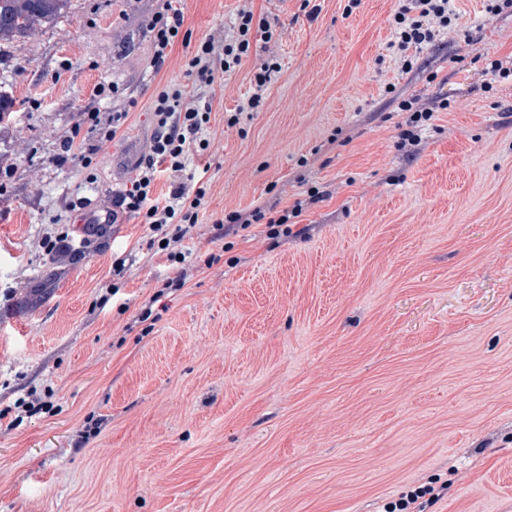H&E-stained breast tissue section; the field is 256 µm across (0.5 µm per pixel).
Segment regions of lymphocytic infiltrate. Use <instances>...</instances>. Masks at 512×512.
Listing matches in <instances>:
<instances>
[{
  "label": "lymphocytic infiltrate",
  "instance_id": "1",
  "mask_svg": "<svg viewBox=\"0 0 512 512\" xmlns=\"http://www.w3.org/2000/svg\"><path fill=\"white\" fill-rule=\"evenodd\" d=\"M459 14L451 0H404L392 16L397 48L404 69L413 66L411 54L435 41L442 31L456 27ZM181 0H160L156 10L143 21V28L153 48L152 72H159L185 26ZM281 36L277 16L255 14L250 4L237 11L230 37L201 41L185 61V73L190 82L184 86H169L161 90L151 103L153 130L145 149L132 168L131 177L122 189L113 191L112 203L102 215L93 216V223H117L119 216L134 214L141 217L151 232L149 248L164 253L171 265H181L186 254L179 245L197 224L201 212L209 203L208 182L188 174L186 162L190 155H203L213 149L206 131L212 119V103L203 94L205 87L216 79L233 74L246 59H253L252 91L235 112L229 113L228 125L239 123L240 113L259 111L266 100L272 76L279 66L269 50ZM129 117L128 112L102 116L98 110L81 109L69 135L59 141L55 157L58 165L90 164L104 144L120 135ZM167 177L170 191L167 196L153 194L156 181ZM303 210L302 202L283 210L276 217H267L258 207L248 214L232 212L216 220L217 238L239 234L251 225L263 222L269 238L288 236L289 221Z\"/></svg>",
  "mask_w": 512,
  "mask_h": 512
}]
</instances>
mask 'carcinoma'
Segmentation results:
<instances>
[{
	"label": "carcinoma",
	"instance_id": "obj_1",
	"mask_svg": "<svg viewBox=\"0 0 512 512\" xmlns=\"http://www.w3.org/2000/svg\"><path fill=\"white\" fill-rule=\"evenodd\" d=\"M71 0H0V45L31 38L67 16Z\"/></svg>",
	"mask_w": 512,
	"mask_h": 512
}]
</instances>
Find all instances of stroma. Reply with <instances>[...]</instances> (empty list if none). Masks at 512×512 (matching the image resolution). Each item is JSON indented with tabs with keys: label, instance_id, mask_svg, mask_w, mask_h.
I'll list each match as a JSON object with an SVG mask.
<instances>
[{
	"label": "stroma",
	"instance_id": "stroma-1",
	"mask_svg": "<svg viewBox=\"0 0 512 512\" xmlns=\"http://www.w3.org/2000/svg\"><path fill=\"white\" fill-rule=\"evenodd\" d=\"M303 1L252 0L282 29L261 111L224 121L252 61L209 89L214 153L188 161L209 207L182 241L185 287L164 295L176 271L139 217L85 224L131 176L154 96L241 0H183L191 39L150 81L157 0H72L0 51V512H381L435 481L448 492L421 512H512V84L485 90L480 63L512 58V13L454 0L459 27L404 70L397 0ZM439 95L450 108L400 148L399 101ZM88 105L129 111L124 135L57 165ZM298 200L290 237L214 238L225 213ZM60 234L69 252H48ZM32 393L46 408L15 423ZM89 418L100 432L78 445Z\"/></svg>",
	"mask_w": 512,
	"mask_h": 512
}]
</instances>
